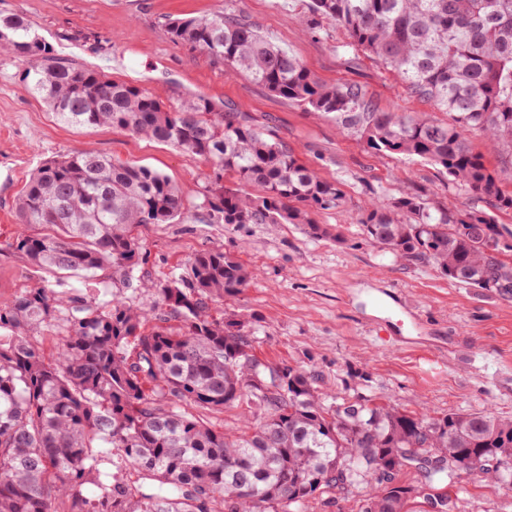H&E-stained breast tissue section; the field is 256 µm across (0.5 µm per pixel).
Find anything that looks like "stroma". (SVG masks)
<instances>
[{
    "mask_svg": "<svg viewBox=\"0 0 512 512\" xmlns=\"http://www.w3.org/2000/svg\"><path fill=\"white\" fill-rule=\"evenodd\" d=\"M233 11L298 57L320 82L360 84L385 112L445 113L410 96L395 74L324 22L304 28L306 0H0V15L23 13L57 54L173 101L204 95L241 113L319 175L342 185V209L317 214L341 240L293 224H219L189 209L173 224L141 231L147 259L129 303L147 307L156 284L196 253L221 250L256 274L219 308L255 332L256 355L315 370L336 398L390 400L437 417L448 412L512 416V299L448 282L427 261L397 259L370 241L356 219L363 207L404 192L459 208L467 194L438 167L377 154L335 123L270 95L241 70L172 41L166 21ZM23 62L0 53V301L33 287L39 271L7 251L17 200L44 161L94 150L166 174L195 200L207 167L196 156L108 126L85 130L56 120L23 82ZM457 512H512V497L476 471L452 486Z\"/></svg>",
    "mask_w": 512,
    "mask_h": 512,
    "instance_id": "obj_1",
    "label": "stroma"
}]
</instances>
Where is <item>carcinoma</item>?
Listing matches in <instances>:
<instances>
[{"label": "carcinoma", "mask_w": 512, "mask_h": 512, "mask_svg": "<svg viewBox=\"0 0 512 512\" xmlns=\"http://www.w3.org/2000/svg\"><path fill=\"white\" fill-rule=\"evenodd\" d=\"M324 20L392 70L407 92L448 115L382 112L356 83L325 85L239 15L170 18L171 37L249 73L269 94L316 112L374 153L418 158L485 206L449 210L406 192L358 223L394 256L432 262L451 283L512 298V232L494 214L512 191L468 135L512 157V0H310ZM0 50L26 63L24 81L54 117L110 126L202 159L194 207L224 224H298L345 202L328 181L262 130L198 95L179 103L58 57L22 13L0 17ZM233 174L238 187L224 185ZM187 211L162 172L82 151L52 159L18 200L22 230L8 249L45 274L0 302V512H310L343 498L356 512H455L447 487L476 470L512 492V418L427 417L363 396L328 399L317 374L254 354V332L214 306L251 272L202 251L155 286L150 308L111 293L63 295L61 280L104 267L127 289L145 260L139 228ZM56 356L40 351L45 333ZM246 406L226 433L194 411ZM118 450L103 479L101 449ZM412 473L415 481L398 480ZM362 487L374 492L359 498Z\"/></svg>", "instance_id": "obj_1"}]
</instances>
